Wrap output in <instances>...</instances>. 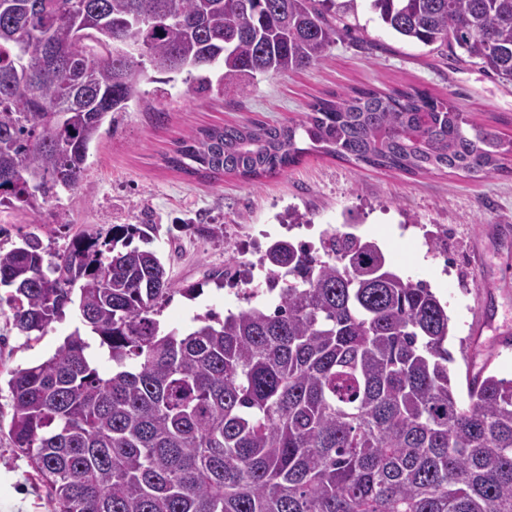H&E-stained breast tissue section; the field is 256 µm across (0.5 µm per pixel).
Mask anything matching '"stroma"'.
I'll use <instances>...</instances> for the list:
<instances>
[{
    "label": "stroma",
    "mask_w": 512,
    "mask_h": 512,
    "mask_svg": "<svg viewBox=\"0 0 512 512\" xmlns=\"http://www.w3.org/2000/svg\"><path fill=\"white\" fill-rule=\"evenodd\" d=\"M357 27L337 37L327 60L282 76L259 78L246 95L199 97L175 82L167 98L143 83V98L118 127L103 125L90 149L79 186L35 215L0 208V246L39 236L47 252L64 250L80 232L108 238L116 224H156L154 245L176 291L158 320L162 329H184L195 316L224 314L236 305L219 285L225 265L240 255L258 259L270 241L287 237L317 242L321 232L351 221L375 240L402 276L427 282L448 309L452 334L448 368L459 396H466L470 363L512 378V175L472 180L465 174L408 175L339 161L317 151L273 178L227 176L200 181L167 168L163 156L191 129L211 124L299 118L312 101L352 88H419L459 106L477 122L512 139V82L487 75L480 65L458 61L402 39L379 24L360 0ZM164 105L157 119L155 105ZM298 211L306 223L292 225ZM220 224L207 237L193 225ZM195 286L196 297L183 294ZM485 320L487 330L474 326ZM77 324L76 309L46 335H22L0 316V512H54L51 495L27 457L9 438L10 373L50 357Z\"/></svg>",
    "instance_id": "1"
}]
</instances>
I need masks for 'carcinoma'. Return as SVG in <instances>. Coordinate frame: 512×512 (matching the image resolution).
<instances>
[{
  "mask_svg": "<svg viewBox=\"0 0 512 512\" xmlns=\"http://www.w3.org/2000/svg\"><path fill=\"white\" fill-rule=\"evenodd\" d=\"M357 0H0V206L38 214L75 189L104 123L174 77L198 95L319 65ZM381 25L512 81V0H368ZM125 40L139 52L118 54ZM217 75L212 79L211 75ZM309 141L308 147L301 146ZM310 150L408 174L511 172L512 140L417 89L336 92L287 123L190 130L166 157L189 176L258 180ZM153 224L86 233L45 259L0 249V315L44 335L79 326L11 372L9 436L56 512H512V379L483 370L459 399L450 318L380 246L333 229L272 241V302L185 331ZM112 363L100 373L82 336Z\"/></svg>",
  "mask_w": 512,
  "mask_h": 512,
  "instance_id": "cac0c4a2",
  "label": "carcinoma"
}]
</instances>
